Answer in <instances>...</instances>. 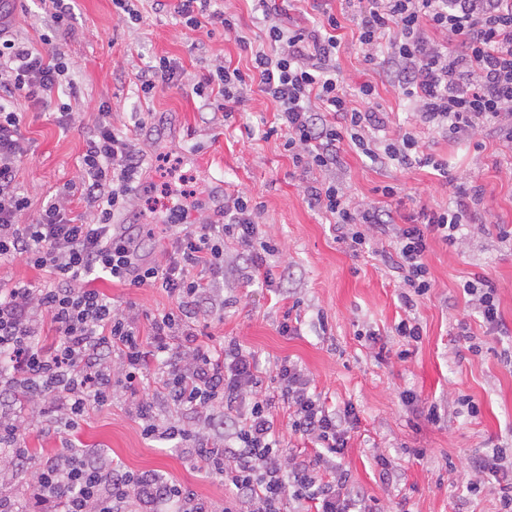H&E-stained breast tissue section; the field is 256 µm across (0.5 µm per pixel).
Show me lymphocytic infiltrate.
Masks as SVG:
<instances>
[{
	"label": "lymphocytic infiltrate",
	"instance_id": "f902f5d3",
	"mask_svg": "<svg viewBox=\"0 0 512 512\" xmlns=\"http://www.w3.org/2000/svg\"><path fill=\"white\" fill-rule=\"evenodd\" d=\"M154 2L191 31L222 28L250 51L248 71L217 65L195 92L202 97L214 89L219 110L227 112L250 92L266 95L276 105L269 132L284 137L303 172L335 167L347 141L381 164L430 165L447 174V162L423 154L412 133L382 143L366 139V131L383 130L386 119L370 104L371 85L348 91L336 72L342 23L335 14L304 25L290 17L295 0H254L265 27V44L255 48L239 35L229 7L212 0ZM16 8L15 0H0V264L25 260L44 272L46 283L0 285V456L18 464L28 459L20 446V396L48 399L74 426L121 390L129 393L146 437H191L184 425L161 419L159 397L223 431V447L201 441L194 450L199 469L221 478L231 493L223 510L158 475L68 450L37 474L32 500L40 512H282L288 498L302 512H375L370 499L352 489L345 469L334 465L328 476L318 473L323 458L344 454L358 420L353 404L327 407L309 375L288 361L263 375L254 353L236 339L216 347L197 342L190 317L209 302L211 285L188 278L186 270L219 271L224 237L250 251L253 281L274 285L266 257L277 247L260 236L246 195L225 200L222 221L206 218L177 235L164 261L144 262L139 244L113 222L132 202L143 159L126 135L103 121L86 140L79 174L86 198L97 205L90 222L69 218L66 193L25 222L30 201L16 186L15 168L26 147L13 101L50 108L66 67L57 48L43 52L14 36ZM355 23L367 60L385 58L389 81L412 103L416 122L456 139L492 124L512 143V0H368ZM356 97L361 106H353ZM304 192L354 245H365L374 230L393 233L394 265L409 288L402 296L409 308L432 288L431 239L455 243L480 196L457 189L454 208L423 206L401 224L392 210L353 203L333 182L307 185ZM99 279L161 288L174 307L139 320L94 288ZM48 324L56 339L44 347L40 336ZM283 407L290 410L291 431L314 440L320 455L288 459L276 415Z\"/></svg>",
	"mask_w": 512,
	"mask_h": 512
}]
</instances>
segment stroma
Returning <instances> with one entry per match:
<instances>
[{
    "instance_id": "1",
    "label": "stroma",
    "mask_w": 512,
    "mask_h": 512,
    "mask_svg": "<svg viewBox=\"0 0 512 512\" xmlns=\"http://www.w3.org/2000/svg\"><path fill=\"white\" fill-rule=\"evenodd\" d=\"M68 30L52 29L42 0H21L13 28L35 48L50 35L68 63L55 106L68 107L70 128L55 114L14 102L25 113L23 129L29 154L16 167V182L31 202L29 218L53 200L64 184L77 180L86 136L107 118L128 134L145 162L136 181L131 210L115 214V223L141 236L145 260L154 261L174 233L193 229L197 218L217 219L216 180L228 195L251 198L259 229L279 246L269 257L278 293L252 283L244 247L224 240L223 272L209 279L220 313L195 320L200 344L218 345L233 337L255 353L261 370L289 360L310 375L326 405L352 403L359 416L351 431L343 464L350 481L378 512H498L504 494L492 475L481 479L480 492L470 488L467 458L493 448H512V151L489 126L473 140H455L416 124L408 100L391 87L382 69L366 60L353 22L341 31L336 70L350 88L364 83L375 89V108L387 115L378 140L412 130L424 153L447 161V177L429 167L380 166L350 144H342L335 170L302 172L293 166L282 138L266 137L275 104L252 92L235 112L203 106L194 85L218 63L247 68L250 56L222 29L213 34L183 28L175 16L155 10L152 0H137L139 19H118L112 0H71ZM166 55L181 68V85L144 96L138 72ZM342 184L353 202H381L380 189L398 188L390 204L401 215L420 206L448 207L450 186L467 183L481 192L477 214L460 226L455 244L433 240L427 257L432 288L413 312L400 295L402 277L392 258L390 237L370 236L353 251L338 238L325 215L311 206L305 184ZM191 203L188 219L178 210ZM483 277L493 284L502 324L487 332L464 289ZM97 288L119 307L133 306L139 315L169 309L171 301L157 288H127L100 280ZM295 307L299 330L281 335L278 325ZM413 315L421 327L416 341L395 336L394 326ZM473 339L464 341L460 324ZM386 353H379V343ZM439 423L423 416L429 406ZM129 398L116 394L90 410L77 427L48 424L47 402L36 401L20 439L29 451L24 467L0 466V487L18 502L29 499L39 468L64 445L106 456L135 472H155L223 504V483L205 477L191 460V444L147 439L131 416ZM390 478H382L380 460Z\"/></svg>"
}]
</instances>
